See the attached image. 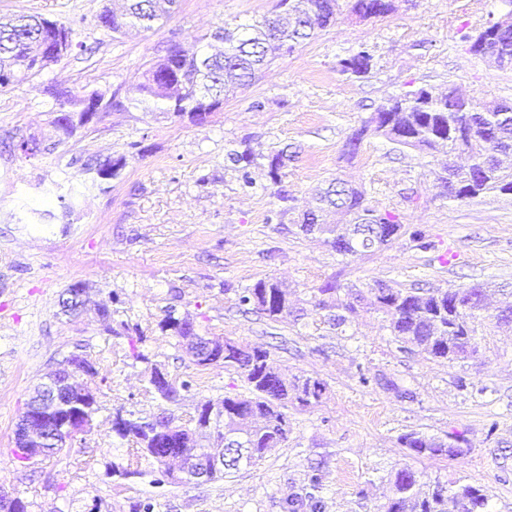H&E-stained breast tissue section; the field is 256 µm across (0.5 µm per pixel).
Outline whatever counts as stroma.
<instances>
[{
  "label": "stroma",
  "mask_w": 512,
  "mask_h": 512,
  "mask_svg": "<svg viewBox=\"0 0 512 512\" xmlns=\"http://www.w3.org/2000/svg\"><path fill=\"white\" fill-rule=\"evenodd\" d=\"M122 0H0V16L39 14L70 27L89 53L73 52L42 76L0 91V490L28 512H282L308 495L320 469L323 512H376L394 473L408 467L423 482L471 484L488 495L487 512H512V329L487 324L476 357L450 363L403 352L387 318L361 301L346 324L325 323L314 303L335 285L339 300L373 287L432 290L512 285V195L448 200L436 180L443 152L423 153L384 137L345 147L388 96L420 88L456 90L478 103L512 100V66L470 52L478 35L512 12L507 0H395V10L363 20L341 7L336 23L281 56L254 84L228 96L205 122L144 111L131 86L169 43L186 54L206 49L218 26L267 15L274 0H179L148 32L109 36L99 14ZM369 48L370 71L342 73L341 59ZM98 88L117 105L61 138L41 103L49 88ZM46 148L35 159L13 149L19 137ZM250 150L253 185L229 153ZM285 153L280 182L268 165ZM121 162L95 184L85 163ZM342 179L366 192L368 206L396 215L406 232L363 255H338L294 234L317 189ZM289 201H280L279 190ZM73 194L71 211L58 198ZM48 211L50 223L39 215ZM425 231L423 249L409 236ZM263 278L288 288L300 319L273 322L237 304L240 288ZM85 290L78 316L58 300ZM193 322L213 340L267 350L289 377L320 379L326 392L307 409L289 408L287 442L252 467L207 482L161 485L134 444L112 431L113 416L144 421L171 414L194 426L202 404L243 392L240 375L216 363L196 366L166 316ZM93 363L86 384L97 397L91 425L55 458L22 463L14 432L31 390L69 354ZM190 381L177 401L160 398L153 369ZM395 381L397 390L387 388ZM439 440L457 434L460 458L413 457L401 435ZM133 469L114 475L113 466Z\"/></svg>",
  "instance_id": "35a3bbf8"
}]
</instances>
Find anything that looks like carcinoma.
<instances>
[{
    "mask_svg": "<svg viewBox=\"0 0 512 512\" xmlns=\"http://www.w3.org/2000/svg\"><path fill=\"white\" fill-rule=\"evenodd\" d=\"M160 0H126L122 13L105 11L102 29L107 33L123 34L129 29L150 31L161 18ZM350 12L360 18L384 17L395 10L392 0H349ZM338 0H277L280 13H295L311 18L309 25L297 28L280 21L276 42L267 41L271 17L264 16L250 24L232 30L224 28L215 37L224 41V50L205 53L206 67H201L198 54L188 56L182 52L161 56L144 69L131 91L134 101L144 105L147 112H162L174 116L195 111L209 98L224 104L228 92L249 85L275 57L293 52L296 47L311 39L317 31L335 24ZM48 19L38 15H20L0 19V77L9 76L12 82L40 76L56 60L48 57L37 34L46 29ZM469 48L482 57L493 55L512 64V29L503 32H480L467 36ZM251 43L252 51L241 58V44ZM372 54L363 48L341 60V71L363 75L370 70ZM94 97H104L97 89L63 90L50 93L44 103L45 111L53 114V123L60 127L68 116L86 111L87 102ZM379 108L384 120H393V131L374 133L393 143L421 150H448V166L437 174V180L448 198L456 201L475 198L483 194L512 193V167L504 158L512 155L506 151L496 160L492 152L501 141L512 142V103L497 102L492 108L469 99L458 97L450 90L439 96L426 89L386 98ZM15 150L26 158H34L44 151L34 137L21 138ZM458 154L468 157V164L459 166L451 161ZM229 160L243 170V185L252 187L253 181L247 168L253 162L252 154L244 150L229 154ZM344 206L343 221L328 224L325 220L314 223L306 211L294 221V226L305 235L324 238L337 254L357 256L373 249L370 241L359 235L360 226L378 220L402 229L392 213H379L366 204L365 192L348 188L342 198L336 197V188L329 187L317 198L316 211L324 214L336 209V201ZM77 285L62 295L60 306L75 312L83 304L76 296ZM371 300L376 310L383 312L390 322L391 332L401 343V349L418 348L427 355L454 362L477 353L476 336L487 319L496 323H512V290L503 291L507 301L497 313L487 310L485 291L481 285L446 290L419 291L401 288H372ZM241 305L252 307L256 313L270 321L288 318L294 308L288 300V290L279 281L260 279L238 295ZM318 308L328 311V319L336 326L347 322V313L354 311L350 303L318 301ZM165 326L193 350V339L200 337L195 325L169 315ZM224 368L239 374L246 384V392L224 396L222 411L214 417L213 424L202 423L190 428L176 425L165 415L156 421L125 419L120 416L112 422V431L121 438L135 440L145 459L164 465V441L176 446L194 443L197 433L209 432L211 448L216 449L224 439H233L244 449L240 465L255 466L267 452L288 441L291 422L288 405L309 406L318 401L324 384L310 377L296 376L288 380L270 358L267 351L247 347L224 339ZM401 444L415 456H447L464 454L459 436H448V441L428 437L420 432H410L400 437ZM488 497L484 490L470 484L447 486L439 482L426 492L420 491L417 472L410 468L398 470L391 479L390 494L378 512H448L453 504L455 512H486Z\"/></svg>",
    "mask_w": 512,
    "mask_h": 512,
    "instance_id": "cac0c4a2",
    "label": "carcinoma"
}]
</instances>
